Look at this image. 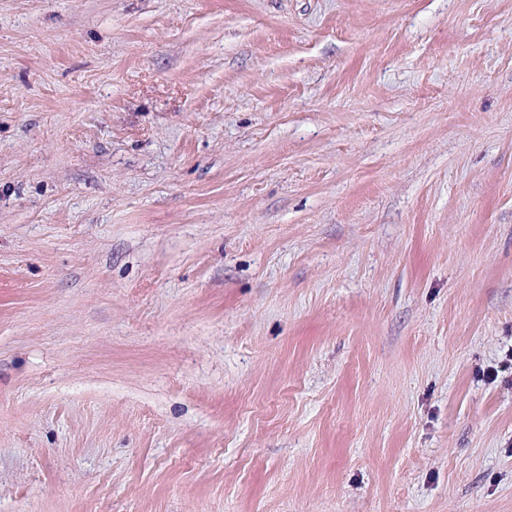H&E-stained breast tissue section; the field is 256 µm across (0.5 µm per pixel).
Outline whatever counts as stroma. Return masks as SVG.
I'll return each mask as SVG.
<instances>
[{"instance_id": "stroma-1", "label": "stroma", "mask_w": 512, "mask_h": 512, "mask_svg": "<svg viewBox=\"0 0 512 512\" xmlns=\"http://www.w3.org/2000/svg\"><path fill=\"white\" fill-rule=\"evenodd\" d=\"M0 512H512V0H0Z\"/></svg>"}]
</instances>
